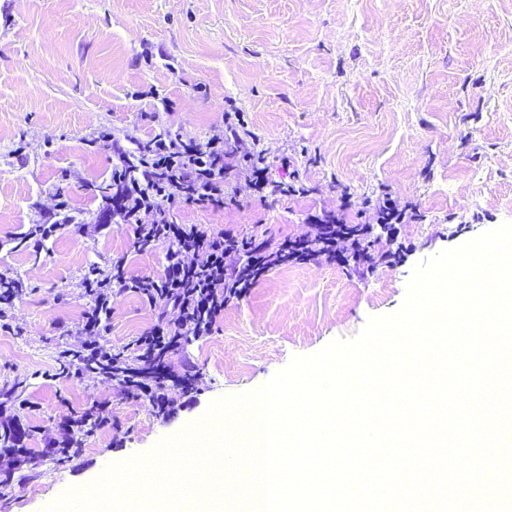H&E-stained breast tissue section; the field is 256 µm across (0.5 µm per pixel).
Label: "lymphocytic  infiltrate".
Returning <instances> with one entry per match:
<instances>
[{
    "instance_id": "lymphocytic-infiltrate-1",
    "label": "lymphocytic infiltrate",
    "mask_w": 512,
    "mask_h": 512,
    "mask_svg": "<svg viewBox=\"0 0 512 512\" xmlns=\"http://www.w3.org/2000/svg\"><path fill=\"white\" fill-rule=\"evenodd\" d=\"M245 127L241 111H228L208 138L160 135L137 144L136 168L128 167L126 154H118L112 165L114 216L131 225L135 248L165 244V264L157 275L133 274L125 258L118 257L109 270L95 269L83 278L91 304L75 333L83 338L79 354L95 363L96 374L122 377L126 387L159 397L138 380L135 370L126 368L122 354L97 340L114 296L135 292L158 309L156 325L135 341L139 360L150 363L177 351L183 337L210 334L225 305L246 296L273 264L289 258L310 262L320 254L346 264L354 255L352 239L337 233L332 219L312 220L307 236L277 243L177 222L174 214L181 206H223L229 175L263 199L303 194L298 182L269 178L265 152L243 137Z\"/></svg>"
}]
</instances>
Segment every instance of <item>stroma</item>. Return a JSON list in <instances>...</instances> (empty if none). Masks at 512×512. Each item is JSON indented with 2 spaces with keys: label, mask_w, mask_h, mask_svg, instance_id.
<instances>
[{
  "label": "stroma",
  "mask_w": 512,
  "mask_h": 512,
  "mask_svg": "<svg viewBox=\"0 0 512 512\" xmlns=\"http://www.w3.org/2000/svg\"><path fill=\"white\" fill-rule=\"evenodd\" d=\"M228 108L272 178L298 174L308 193L262 201L235 182V204L180 208L179 223L294 239L345 190L350 223L370 222L360 203L384 192L418 220L373 240L371 272L323 256L270 269L211 335L165 357L166 402L64 368L85 274L116 257L135 274L164 263L92 191L112 181L108 133L202 138ZM59 204L72 223L33 249L30 226ZM505 223L512 0H0V275L23 285L0 330V425L25 432L23 453L0 455V512H44L103 463L150 456L214 401L396 312L418 263ZM157 317L126 293L101 340L124 347Z\"/></svg>",
  "instance_id": "stroma-1"
}]
</instances>
